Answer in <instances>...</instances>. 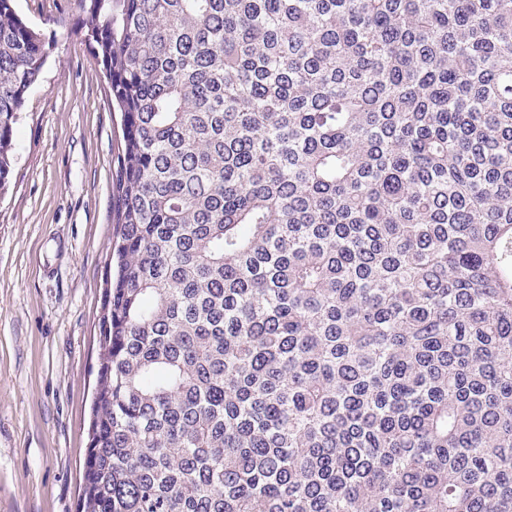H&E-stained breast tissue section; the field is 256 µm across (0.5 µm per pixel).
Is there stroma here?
Returning a JSON list of instances; mask_svg holds the SVG:
<instances>
[{
  "instance_id": "obj_1",
  "label": "stroma",
  "mask_w": 512,
  "mask_h": 512,
  "mask_svg": "<svg viewBox=\"0 0 512 512\" xmlns=\"http://www.w3.org/2000/svg\"><path fill=\"white\" fill-rule=\"evenodd\" d=\"M50 41L0 195V512H79L119 113L79 0H15Z\"/></svg>"
}]
</instances>
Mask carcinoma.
<instances>
[{
    "label": "carcinoma",
    "mask_w": 512,
    "mask_h": 512,
    "mask_svg": "<svg viewBox=\"0 0 512 512\" xmlns=\"http://www.w3.org/2000/svg\"><path fill=\"white\" fill-rule=\"evenodd\" d=\"M80 8L123 126L80 512H512V0Z\"/></svg>",
    "instance_id": "1"
}]
</instances>
